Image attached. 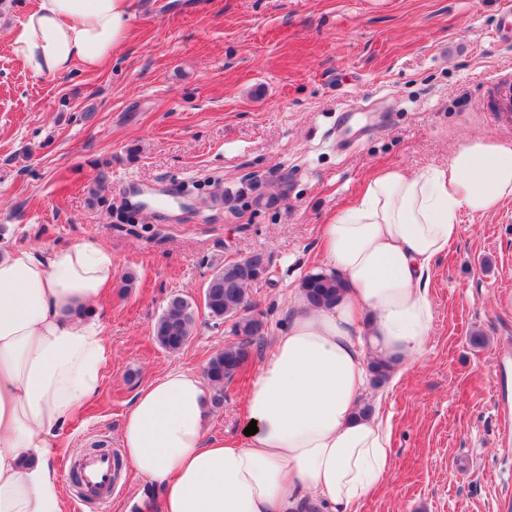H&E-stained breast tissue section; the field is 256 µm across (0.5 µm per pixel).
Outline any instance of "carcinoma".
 Wrapping results in <instances>:
<instances>
[{
	"mask_svg": "<svg viewBox=\"0 0 512 512\" xmlns=\"http://www.w3.org/2000/svg\"><path fill=\"white\" fill-rule=\"evenodd\" d=\"M254 279L242 264L232 261L217 269L205 285L203 302L209 317L234 319L233 334L242 337L216 351L205 367V376L214 389L212 403L216 407L224 401V385L244 369L252 340L264 335V322L248 307L247 286ZM300 288L313 306H331L343 292L341 280L323 272L305 275ZM197 312L194 301L179 294L170 296L153 327L158 345L171 352L182 349L194 335Z\"/></svg>",
	"mask_w": 512,
	"mask_h": 512,
	"instance_id": "cac0c4a2",
	"label": "carcinoma"
}]
</instances>
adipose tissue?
Segmentation results:
<instances>
[{
  "label": "adipose tissue",
  "mask_w": 512,
  "mask_h": 512,
  "mask_svg": "<svg viewBox=\"0 0 512 512\" xmlns=\"http://www.w3.org/2000/svg\"><path fill=\"white\" fill-rule=\"evenodd\" d=\"M131 0H38L8 28L34 74L104 65L131 32ZM512 199V142L467 139L444 168L375 174L325 225L320 265L345 291L314 308L295 293L248 389L242 424L208 431L211 389L172 369L123 417L125 460L158 500L131 512H359L393 462L390 418L360 415L371 357L389 385L421 360L431 337L434 264L464 213ZM115 278L110 250L84 241L0 250V512H65L54 466L65 422L99 388L111 349L96 317Z\"/></svg>",
  "instance_id": "adipose-tissue-1"
}]
</instances>
